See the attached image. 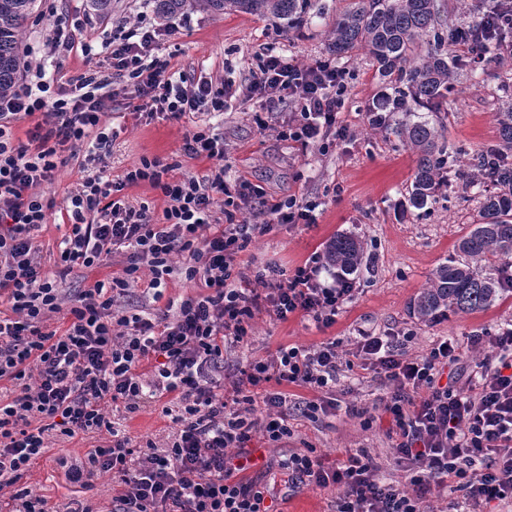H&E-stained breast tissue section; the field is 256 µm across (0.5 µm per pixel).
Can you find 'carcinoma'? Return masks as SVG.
<instances>
[{
  "label": "carcinoma",
  "mask_w": 512,
  "mask_h": 512,
  "mask_svg": "<svg viewBox=\"0 0 512 512\" xmlns=\"http://www.w3.org/2000/svg\"><path fill=\"white\" fill-rule=\"evenodd\" d=\"M36 0H0V94L10 90L21 71L20 35ZM156 18L167 25L188 11L211 14L235 12L268 18L283 28L299 26L311 9V0H153ZM440 0H349L336 18L329 51L338 58L367 52L377 70L391 79L395 94L407 101L406 111L434 112L455 89L459 71L477 76L480 65L452 50L457 29L442 23ZM465 28L474 34L471 50L482 59L494 54L508 30L505 5L491 11L469 8ZM494 113L497 137L475 152L470 166L484 173L483 182L465 184L479 200L480 222L464 235L458 250L467 260L440 264L430 285L414 298L412 311L433 320L448 313H474L512 298L502 287L504 265L512 261V87ZM417 152L409 185L411 203L422 208L447 183L455 159L439 144L442 134L427 122L402 125L393 131ZM328 260L353 273L363 257L360 242L338 233L326 246Z\"/></svg>",
  "instance_id": "1"
}]
</instances>
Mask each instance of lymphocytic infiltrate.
<instances>
[{
  "label": "lymphocytic infiltrate",
  "instance_id": "f902f5d3",
  "mask_svg": "<svg viewBox=\"0 0 512 512\" xmlns=\"http://www.w3.org/2000/svg\"><path fill=\"white\" fill-rule=\"evenodd\" d=\"M174 33L143 19L113 32L102 43L108 68L95 65L81 74L78 95L55 87L40 69L0 94V298L12 311L0 316V379L19 386L11 401H0V490L15 489L8 512H51L45 499L16 487L43 456L49 431L72 437L102 429L108 440L70 465L66 476L87 489L98 475L111 474L119 486L112 512H274L265 503V474H247L254 432L271 443L292 435L288 395L268 391V383L314 389L317 397L305 403L306 414L336 406L330 391L343 362L333 341L280 347L271 358L250 361L228 388L212 376L225 351L247 346L255 315L284 322L298 313L326 328L356 286L318 252L289 275L273 268L251 278L238 269L236 260L252 238L276 224L316 223L319 204L294 198L270 204L263 189L245 178L228 184L224 138L210 129L189 132L182 147L190 158L213 160L203 176L178 178L175 164L146 159L113 179L84 177L68 199L71 232L62 241L61 267L51 275L41 266L33 233L45 224L50 205L38 188L53 179L61 154L85 139H92L97 163L111 155L115 134L101 126L112 109L109 86L133 84L138 102L131 110L148 121L178 120L190 112L219 115L233 97L232 84L176 78L170 59L156 53L161 36ZM82 34L73 18L57 16L50 53H91ZM253 61L243 97L263 113L285 101L295 106L281 138L304 149L349 138L346 71L333 59L303 64L267 52ZM28 117L35 124L27 143L13 145V123ZM142 182L166 197L162 215L148 203L135 206L126 199L125 188ZM219 194L225 206L220 220L212 214ZM246 200L265 207L267 220L238 219ZM123 251L128 258L122 276L95 282L66 302L56 278ZM175 253L184 259L186 279L204 285L203 294L183 298L171 312L113 311L114 293L127 290L140 267L150 272V289L165 285L175 271ZM61 311L69 317L65 331L44 330L45 318ZM355 346L361 365L382 380L375 407L391 419L405 481L380 480L378 465L363 453L337 462L294 452L276 462L288 484L341 487L336 512H439L432 490L451 482L463 496L448 503V512H486L491 502L512 501V327L464 342L447 337L417 356L406 354L398 337L365 331ZM466 358L472 362L467 384L440 386L443 367ZM146 362L153 367L147 379L139 372ZM164 397V413L176 427L164 448L134 444L104 411L112 403L133 413Z\"/></svg>",
  "mask_w": 512,
  "mask_h": 512
}]
</instances>
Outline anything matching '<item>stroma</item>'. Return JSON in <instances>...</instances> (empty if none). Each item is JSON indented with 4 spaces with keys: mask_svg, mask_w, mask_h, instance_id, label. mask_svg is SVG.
<instances>
[{
    "mask_svg": "<svg viewBox=\"0 0 512 512\" xmlns=\"http://www.w3.org/2000/svg\"><path fill=\"white\" fill-rule=\"evenodd\" d=\"M313 4L301 28L285 32L248 14L192 12L174 19L178 32L160 41L159 53L174 54L177 69L187 78L204 75L213 83L228 82L241 89L251 79V62L256 54L270 50L305 64L326 56L327 34L345 0H313ZM60 13L81 19L85 34L96 47L113 29L130 26L140 16H154L153 0H112V11L105 18L87 10L85 0H36L23 38L24 48L30 51L28 61L66 82L77 79L87 63L79 51L58 59L51 57L47 39ZM338 64L348 72L345 110L354 137L335 141L323 149L315 146L304 151L279 137V126L287 124L294 110L288 102L281 104L278 111L266 114L268 128L264 131L255 123V104L238 96L233 97L230 108L220 116L199 112L177 121L156 119L146 124L137 121L127 108L134 95L133 87L118 85L114 88L112 109L103 118L104 124L118 132L112 144V175L139 165L145 157L165 163L180 162L182 172L189 175L209 173L212 161L184 156L182 147L190 130L211 127L224 137L227 182L246 177L266 190L271 203L293 195L319 201L316 224H277L253 241L238 258L246 272L269 266L294 270L342 232L355 235L364 245L363 264L354 276L357 290L333 326L323 328L300 315L290 316L285 322L257 315L248 347L226 353L214 370L213 377L221 384H230L247 361L273 356L282 346L312 348L333 340L340 351L350 353L358 331L366 330L404 337L405 351L419 355L440 338L452 336L462 340L481 332L494 334L512 322V299L482 312L451 313L431 322L420 321L413 315L411 300L428 285L440 264L457 257V242L478 222L479 205L464 198L452 177L428 210L410 206L407 189L416 167L415 153L396 137L385 136L370 127L364 119L367 107L384 87L372 60L361 53L341 58ZM502 74L512 76V45L501 49L487 65L483 81L459 76L457 90L443 104L441 112L420 109L415 113L416 120L432 124L443 121L448 151L466 157L495 139L493 116L500 96L498 77ZM82 160L79 154L70 158L59 166L51 182L39 188L52 203L46 224L36 234L41 264L49 272L56 269L58 244L68 230L65 206L81 182ZM125 264V256L115 254L91 268L77 266L57 286L65 298L75 299L96 281L121 272ZM198 292L195 282L176 273L157 299L142 279L117 296L114 308L130 313L156 312L165 309L169 300ZM381 393L382 381L374 370L357 367L343 371L336 382V411L313 418L294 414L289 420L291 438L270 445L258 435L251 445L266 462L310 448L333 459L344 458L346 450L362 449L380 463L381 478L401 482L405 469L397 461L388 418L378 419L366 428L358 415L359 410L371 408ZM114 419L135 441L150 440L161 448L169 441L172 424L161 405L152 404L135 413L120 408L115 410ZM101 441L97 433L69 438L50 432L45 454L23 474L18 488L47 499L53 512H66L75 500L91 512H110V475L97 477L92 488L78 493L67 481L63 467L64 462L85 458ZM275 492L279 512H334L338 495L333 486L293 492L281 481L277 482Z\"/></svg>",
    "mask_w": 512,
    "mask_h": 512,
    "instance_id": "stroma-1",
    "label": "stroma"
}]
</instances>
